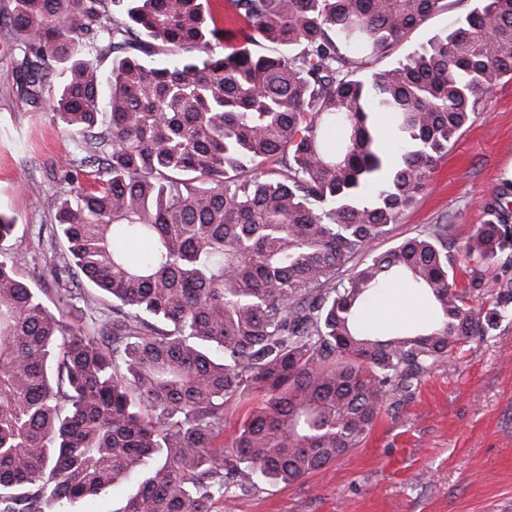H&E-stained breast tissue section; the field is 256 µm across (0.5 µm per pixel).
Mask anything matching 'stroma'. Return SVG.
Wrapping results in <instances>:
<instances>
[{"instance_id": "stroma-1", "label": "stroma", "mask_w": 512, "mask_h": 512, "mask_svg": "<svg viewBox=\"0 0 512 512\" xmlns=\"http://www.w3.org/2000/svg\"><path fill=\"white\" fill-rule=\"evenodd\" d=\"M14 0H0V213L17 230L0 242L33 287L52 289L63 262L51 234V200L63 190L62 163L74 137L53 121L61 78L51 72L38 102L26 98L18 66L22 40L10 32ZM473 0L443 8L378 55L369 72L405 58L467 13ZM512 178V78L486 97L448 147L427 189L370 252L444 224L464 244L487 218L503 178ZM483 335L417 385L395 393L366 440L326 469L284 485L234 493L213 512H512V304L476 300Z\"/></svg>"}]
</instances>
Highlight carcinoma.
Instances as JSON below:
<instances>
[{"label": "carcinoma", "instance_id": "carcinoma-1", "mask_svg": "<svg viewBox=\"0 0 512 512\" xmlns=\"http://www.w3.org/2000/svg\"><path fill=\"white\" fill-rule=\"evenodd\" d=\"M229 3L294 53L222 54L202 0H126L127 20L110 23L103 0H15L27 96L63 67L52 117L81 137L82 157L53 202L66 278L52 305L0 253V512H67L130 479L121 512H212L235 490L298 482L359 447L394 391L482 333L473 301L493 295L487 269L512 247L511 179L465 244L464 279L446 224L339 272L391 231L512 76V0H477L366 78L356 73L442 0ZM273 158L281 168L264 172ZM135 243L149 245L139 260ZM85 281L112 311L100 329L74 314ZM395 285L420 289L433 321L373 334L367 304ZM248 392L262 400L217 445L224 406Z\"/></svg>", "mask_w": 512, "mask_h": 512}]
</instances>
